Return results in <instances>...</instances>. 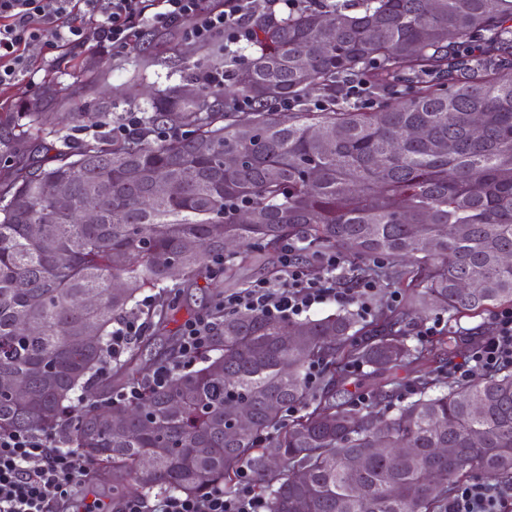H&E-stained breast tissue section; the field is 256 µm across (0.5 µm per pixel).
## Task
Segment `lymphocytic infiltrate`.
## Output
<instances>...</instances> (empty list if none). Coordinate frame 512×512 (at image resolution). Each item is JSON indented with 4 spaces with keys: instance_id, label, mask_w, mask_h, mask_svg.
Instances as JSON below:
<instances>
[{
    "instance_id": "lymphocytic-infiltrate-1",
    "label": "lymphocytic infiltrate",
    "mask_w": 512,
    "mask_h": 512,
    "mask_svg": "<svg viewBox=\"0 0 512 512\" xmlns=\"http://www.w3.org/2000/svg\"><path fill=\"white\" fill-rule=\"evenodd\" d=\"M297 8V0H0V87L18 84L33 76L27 55L30 45L43 44L48 53L83 45L88 40L110 45L113 54L128 51L143 24L160 29L180 28L195 43L206 44L216 36L236 44L249 38L244 18L250 9L266 14L279 6ZM320 277L286 257L288 279L275 285L266 281L225 296L223 309L253 312L270 319H295L314 305L334 302L357 305L370 313L376 290L374 279L353 288L336 285L342 265L339 255L319 256ZM218 329L217 318L202 313L187 321L180 338V361L200 356ZM512 365V308L496 317L491 333L472 345L454 375L466 377ZM88 468L67 448L60 433L14 430L0 433V512H62L85 483ZM120 512H267L251 481H241L233 493L223 486L209 487L201 495L169 494L150 500L125 498ZM448 512H512V487L481 482L463 483L448 499Z\"/></svg>"
}]
</instances>
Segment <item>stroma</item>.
I'll return each mask as SVG.
<instances>
[{"label":"stroma","mask_w":512,"mask_h":512,"mask_svg":"<svg viewBox=\"0 0 512 512\" xmlns=\"http://www.w3.org/2000/svg\"><path fill=\"white\" fill-rule=\"evenodd\" d=\"M208 49L196 44L177 30H154L143 27L137 44L120 56L110 46L91 42L56 59H45L41 44L29 47L28 54L38 73L34 84L20 83L0 91L1 112H35L48 108L52 112L102 113L98 122L65 121L54 134L27 142H13L0 148V181L28 172L45 163L51 143L62 139L69 144L107 134L113 120L121 113L146 111L151 97L166 87L180 83L189 73H198L208 63ZM136 84L140 97L131 105L117 98L118 88ZM494 313L469 319L449 320L447 315L428 316L406 325L410 345H418L420 330L439 325L441 331L457 330L471 335H488Z\"/></svg>","instance_id":"1"}]
</instances>
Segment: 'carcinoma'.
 I'll list each match as a JSON object with an SVG mask.
<instances>
[{
    "mask_svg": "<svg viewBox=\"0 0 512 512\" xmlns=\"http://www.w3.org/2000/svg\"><path fill=\"white\" fill-rule=\"evenodd\" d=\"M251 30L254 55L216 52L212 64L231 69L230 98L252 111L223 109L222 86H171L148 119L175 112L190 134L87 140L0 184V431L63 433L115 505L133 491L230 493L244 467L269 512H447L448 491L476 470L512 484V368L442 382L445 357L473 337L449 331L412 350L399 328L424 308L455 320L512 306V264L500 261L512 251V0H334L257 15ZM348 75L367 80L373 107L336 97ZM57 119L4 112L0 131L38 137ZM231 154L243 158L235 169ZM60 194L97 223L61 213ZM299 242L336 252L356 281L387 265L400 303L362 326L350 311L289 323L214 309L201 365L134 405L113 401L148 380L139 349L110 355L113 323L134 314L165 329L181 296L172 264L196 286L222 256L238 286L248 266L279 273ZM462 279L479 287L465 293ZM147 290L157 304L144 310ZM355 362L373 368L366 407L345 388ZM400 370L415 393L394 408ZM242 406L251 428L225 435ZM381 448L417 452L393 460ZM434 448L457 452L441 462Z\"/></svg>",
    "mask_w": 512,
    "mask_h": 512,
    "instance_id": "cac0c4a2",
    "label": "carcinoma"
}]
</instances>
